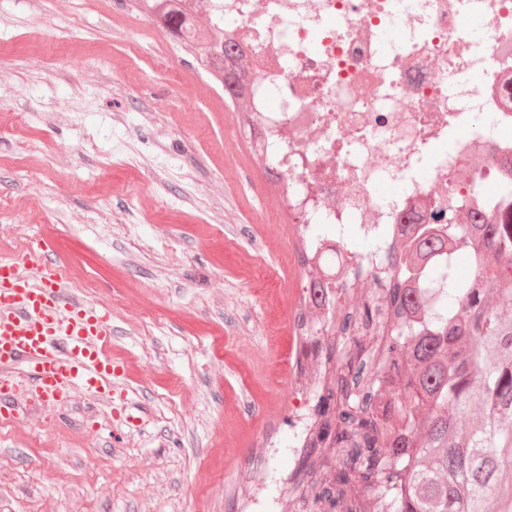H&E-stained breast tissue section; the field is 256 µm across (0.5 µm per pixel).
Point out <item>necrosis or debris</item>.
Here are the masks:
<instances>
[{"label":"necrosis or debris","instance_id":"4bbe7bcc","mask_svg":"<svg viewBox=\"0 0 512 512\" xmlns=\"http://www.w3.org/2000/svg\"><path fill=\"white\" fill-rule=\"evenodd\" d=\"M212 2L246 67L259 145L283 177L288 234L327 264L377 261L451 194L512 207V0ZM314 371L298 348V441Z\"/></svg>","mask_w":512,"mask_h":512}]
</instances>
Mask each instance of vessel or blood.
<instances>
[{
    "label": "vessel or blood",
    "mask_w": 512,
    "mask_h": 512,
    "mask_svg": "<svg viewBox=\"0 0 512 512\" xmlns=\"http://www.w3.org/2000/svg\"><path fill=\"white\" fill-rule=\"evenodd\" d=\"M112 319L75 297L46 252L0 258V418L19 413L16 393L47 402L82 387L111 395Z\"/></svg>",
    "instance_id": "obj_1"
}]
</instances>
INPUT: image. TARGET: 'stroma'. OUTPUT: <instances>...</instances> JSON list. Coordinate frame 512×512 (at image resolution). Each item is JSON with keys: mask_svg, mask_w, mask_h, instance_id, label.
Returning a JSON list of instances; mask_svg holds the SVG:
<instances>
[{"mask_svg": "<svg viewBox=\"0 0 512 512\" xmlns=\"http://www.w3.org/2000/svg\"><path fill=\"white\" fill-rule=\"evenodd\" d=\"M287 227L237 113L134 0H0V255L48 249L110 310L141 410L76 388L0 423V512H234L253 470H294Z\"/></svg>", "mask_w": 512, "mask_h": 512, "instance_id": "1", "label": "stroma"}]
</instances>
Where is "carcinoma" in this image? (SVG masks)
Segmentation results:
<instances>
[{
    "instance_id": "cac0c4a2",
    "label": "carcinoma",
    "mask_w": 512,
    "mask_h": 512,
    "mask_svg": "<svg viewBox=\"0 0 512 512\" xmlns=\"http://www.w3.org/2000/svg\"><path fill=\"white\" fill-rule=\"evenodd\" d=\"M138 2L246 109L224 24H196L204 0ZM444 218L410 225L384 267L309 268L304 333L320 372L295 512H512V212L457 198L432 214ZM450 242L451 267L431 277ZM337 288L351 297L340 314Z\"/></svg>"
}]
</instances>
